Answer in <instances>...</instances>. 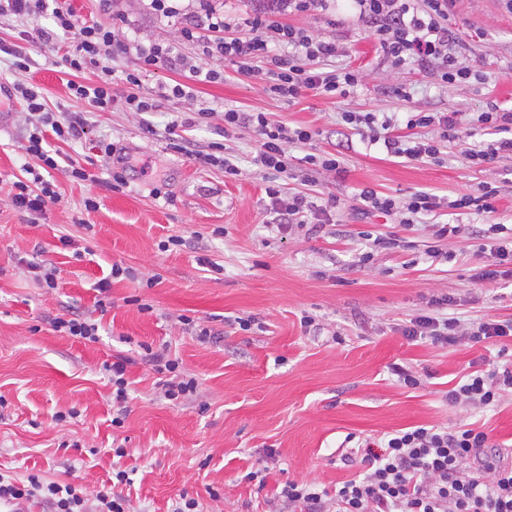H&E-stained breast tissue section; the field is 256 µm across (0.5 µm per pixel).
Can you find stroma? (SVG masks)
I'll list each match as a JSON object with an SVG mask.
<instances>
[{
    "label": "stroma",
    "mask_w": 512,
    "mask_h": 512,
    "mask_svg": "<svg viewBox=\"0 0 512 512\" xmlns=\"http://www.w3.org/2000/svg\"><path fill=\"white\" fill-rule=\"evenodd\" d=\"M150 0H114L124 23L121 39L145 46L172 44L187 59L195 49L181 38L201 0H177L178 12L159 17ZM271 17L335 43L325 69L349 67L360 81L345 98L308 91L294 99L272 95L259 75L240 72L235 61L215 56L208 66L224 75L220 83L194 81L189 70H140L134 58L112 57L109 110L70 99L43 35L47 19H0V41L24 46L33 59L29 71L0 57V83L22 80L41 87L54 112L84 111L89 121L81 141L54 142L65 160L96 175V182L74 181L65 166L48 178L59 196L41 212L16 207L9 183L29 161L22 149L29 126L22 107L10 110L0 126V474L20 481L38 475L49 480L84 479L89 486L110 484L126 471L124 485L138 512H170L179 495L196 498L203 512H290L281 497L289 481L335 489L358 475L359 462L346 461L362 439L379 438L418 425L469 424L489 436L482 459L512 465V395L498 405L474 409L449 406L445 393L461 377L506 363L496 344L436 346L404 336L417 315L431 311L433 299L454 300L450 311L467 322L512 318V282L484 283L473 276L489 264L470 239L483 219L430 215L413 228L379 216L363 222L355 208L360 189L369 187L402 200L424 190L440 197L491 183L504 188L496 203L497 222L512 227V157L471 165L461 148L442 143V163L386 155L381 145L366 146L341 121L344 112H455L473 142L489 136L475 120L489 103L512 109V9L505 0H450L446 24L462 46L467 83L441 82L436 65L395 66L379 52L365 22L349 0H327L318 11L280 8ZM140 70V95L149 112L130 111L127 72ZM189 86L182 98L158 96L160 86ZM266 112L274 120L311 128L313 152H343L342 172H321L315 184L293 178L303 149L287 145L291 175L281 177L280 198L297 193L338 198L330 223L309 214L302 226L272 231L268 185L254 156L260 137L251 129L224 131V106ZM211 109L209 118L199 109ZM195 118L184 131L198 146L223 143L238 161L237 175L225 176L187 153L172 148L166 128ZM116 152H101V142ZM126 170L128 186L110 190L112 174ZM97 210L85 211L86 197ZM460 223L466 235L442 243L435 225ZM394 233L407 249L379 250L365 264L362 232ZM72 246H63L61 237ZM179 236L183 245L168 246ZM462 251L448 263L428 257L430 246ZM223 265L207 271L203 259ZM52 261L59 286L36 287L26 264ZM130 266L137 280H112L107 293L98 282L112 265ZM155 286H147L152 275ZM107 311L99 339L88 342L53 331L54 318L93 311L96 300ZM150 311H140V303ZM314 322L306 326L303 315ZM251 319L241 330L238 319ZM208 329L200 337V329ZM164 353L198 383L197 395L168 401L160 397L159 376L149 355ZM128 358L130 383L126 417L113 425L110 374L114 357ZM415 372L407 386L397 367ZM124 456H116V449ZM259 471L252 479L251 471Z\"/></svg>",
    "instance_id": "35a3bbf8"
}]
</instances>
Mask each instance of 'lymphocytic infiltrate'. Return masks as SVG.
Masks as SVG:
<instances>
[{"label": "lymphocytic infiltrate", "mask_w": 512, "mask_h": 512, "mask_svg": "<svg viewBox=\"0 0 512 512\" xmlns=\"http://www.w3.org/2000/svg\"><path fill=\"white\" fill-rule=\"evenodd\" d=\"M99 18L87 19L77 14L68 0H0V18L37 19L49 17L54 29L64 38L55 42L58 62L69 70L81 73L95 71L93 84L69 82L73 101L91 102L99 110L112 104V69L108 62L113 53L136 56L148 67L175 69L188 67L193 76L205 82L220 80V73L208 68L216 55L238 61L242 72L265 74L271 93L291 99L303 92L320 95L348 96L358 85L352 70L326 71L320 63L335 56L334 43L316 40L295 29L262 16L253 17L247 28L235 36H224L223 16L206 11L207 34H199L198 23L182 29L185 38L196 40L198 62L187 65L173 46L144 47L119 38L118 15L112 12V0H98ZM359 16L370 28V35L384 57L392 64L407 60L427 63L441 61L440 78L455 86L466 82L471 73L459 64L453 48L456 40L444 25L448 0H353ZM278 42L293 50L292 56L271 55L270 42ZM12 101L22 104L34 120L24 136V152L33 157V164L24 166V175L10 185L15 206L31 212L42 210L46 201L58 196L53 183L46 180V170L58 169L55 152L48 148L49 139L65 143L82 139L87 120L83 112L58 119L47 106L37 86L13 84ZM343 121L360 131L367 145L382 144L387 155L408 160L442 162L441 141L463 144L462 155L468 163L478 165L512 156V110L490 104L476 118L483 129L493 131V140L479 146H468L466 135L453 112H410L403 121L378 117L374 112H346ZM225 130L254 129L261 137L260 148L253 159L262 171L272 177L286 173V145L304 149L306 179H314L320 171H336L341 167V152H308L314 133L305 126L294 128L271 119L264 112H246L236 107L224 109ZM433 137H426V130ZM498 188L481 184L456 194L449 201L437 195L418 191L406 200L381 196L370 188L359 193V214L370 216L400 215L403 226H414L419 218L432 215L441 208L457 214L483 216L486 226L476 231L479 253L489 255L492 268L479 272L483 281L512 279V236L506 225L494 222ZM433 312L412 318L403 329L405 335L430 340L437 346H448L470 340L476 343L492 338H512V319H486L464 324L444 311V300H433ZM512 392V366L493 370H475L463 375L448 390L449 405L466 404L476 409L493 407L506 392ZM485 432L466 426L448 429L442 426L419 425L379 439H369L360 446L361 477L342 482L335 491H328L314 482L286 483L281 495L298 512H512V467H493L491 480H483L477 467L478 451L487 447ZM43 499L55 512H135L130 497L102 487L94 498H87L72 483L46 482L39 476H28L17 483L0 476V503L24 512L26 502Z\"/></svg>", "instance_id": "obj_1"}]
</instances>
